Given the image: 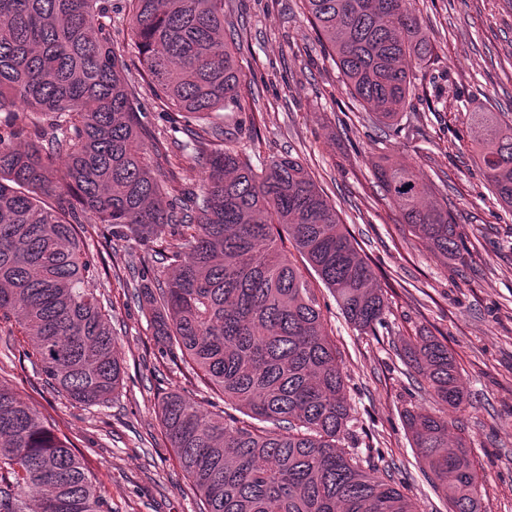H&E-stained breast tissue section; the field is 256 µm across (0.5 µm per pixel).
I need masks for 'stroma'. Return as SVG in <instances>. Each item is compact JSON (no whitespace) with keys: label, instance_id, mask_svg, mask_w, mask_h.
Returning a JSON list of instances; mask_svg holds the SVG:
<instances>
[{"label":"stroma","instance_id":"obj_1","mask_svg":"<svg viewBox=\"0 0 512 512\" xmlns=\"http://www.w3.org/2000/svg\"><path fill=\"white\" fill-rule=\"evenodd\" d=\"M435 52L416 81L413 105L394 125L347 93L338 67L311 28L302 0H224V29L242 69L241 107L223 113L224 137L254 166L299 156L326 193L386 293L382 326L362 333L296 251L346 375L354 425L343 445L389 470L416 512H448L411 445L402 415L435 410L408 374L403 347L419 334L448 347L463 375L464 408L448 409L481 483L485 512H512V210L493 195L474 161L470 115L512 123V0H415ZM198 121L172 129L149 108L141 140L174 148L175 173L198 184L188 145ZM412 163L427 199L457 225L460 256L446 259L405 224L376 177L381 159ZM98 288L112 307L123 384L102 406L58 393L23 355L24 336L0 329V381L66 436L113 512H198L197 499L158 416L161 398L189 382L161 357L149 308L115 278Z\"/></svg>","mask_w":512,"mask_h":512}]
</instances>
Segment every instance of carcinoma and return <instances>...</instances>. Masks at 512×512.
Returning a JSON list of instances; mask_svg holds the SVG:
<instances>
[{"instance_id": "cac0c4a2", "label": "carcinoma", "mask_w": 512, "mask_h": 512, "mask_svg": "<svg viewBox=\"0 0 512 512\" xmlns=\"http://www.w3.org/2000/svg\"><path fill=\"white\" fill-rule=\"evenodd\" d=\"M307 18L352 98L385 122L410 107L415 71L434 55L413 0H304ZM126 22L159 106L211 120L199 136L203 177L184 196L157 172L168 159L139 143L141 101L112 41L108 0H0V321L28 339L26 357L54 389L86 405L120 388L112 316L93 283L88 228L147 248L172 239L168 273L125 281L148 305L161 354L226 406L171 391L160 419L203 512H415L391 476L342 447L354 416L346 376L309 283L277 226L332 290L356 330L382 324L386 297L335 207L288 154L257 169L218 144L214 118L241 107V68L224 42V0H126ZM475 151L492 193L512 208V125L474 112ZM405 223L443 257L457 254L448 211L425 202L409 164L377 165ZM439 405L467 400L438 338L403 348ZM412 447L451 512H482L466 445L448 418L407 410ZM0 512H112L68 440L0 383Z\"/></svg>"}]
</instances>
